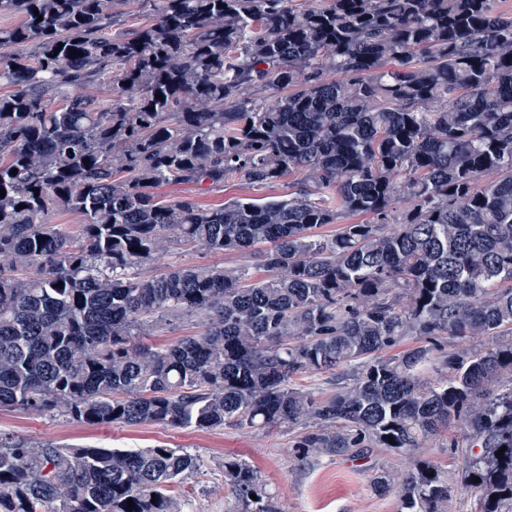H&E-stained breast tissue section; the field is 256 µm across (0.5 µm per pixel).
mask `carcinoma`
I'll return each mask as SVG.
<instances>
[{
  "mask_svg": "<svg viewBox=\"0 0 512 512\" xmlns=\"http://www.w3.org/2000/svg\"><path fill=\"white\" fill-rule=\"evenodd\" d=\"M0 15L21 17L0 26V253L16 260L0 268V410L301 426L298 447L320 457L404 452L457 426L477 512H512V340H498L512 335V11L157 0L152 23L119 34L112 0H0ZM292 174L295 192L214 209L156 194ZM52 209L81 217L78 237ZM344 216L369 221L320 233ZM174 239L262 245L268 277L142 274ZM180 318L202 330L139 341ZM449 336L492 342L464 363ZM437 361L452 378H425ZM323 373L343 380L325 398L295 384ZM197 466L163 445L0 438V512H183L173 488ZM224 479L231 512H276L247 463L225 460ZM372 488L401 512H448V477L427 462Z\"/></svg>",
  "mask_w": 512,
  "mask_h": 512,
  "instance_id": "obj_1",
  "label": "carcinoma"
}]
</instances>
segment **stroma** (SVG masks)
<instances>
[{
    "label": "stroma",
    "mask_w": 512,
    "mask_h": 512,
    "mask_svg": "<svg viewBox=\"0 0 512 512\" xmlns=\"http://www.w3.org/2000/svg\"><path fill=\"white\" fill-rule=\"evenodd\" d=\"M297 181V176L291 175L257 188L236 177L220 188L172 183L159 187L157 193L167 201L187 198L208 207L233 199L284 195L294 189ZM176 266H245L254 277L266 275L256 254L212 252L174 244L143 266L142 271L156 275ZM4 435L57 446L144 449L163 444L187 449L197 455L200 467L175 489L184 512H229L234 504L224 482V461L229 457L246 461L257 470L278 512H399L398 496L377 497L372 480L380 471L401 473L417 461L432 463L447 472L451 489L448 512L476 510L475 498L462 482L464 450L448 445L449 439L463 440L464 434L458 428L403 453L369 447L333 458H318L295 447V431L285 428L255 430L227 425L198 431L154 424L96 427L63 416L0 411V437Z\"/></svg>",
    "instance_id": "1"
}]
</instances>
